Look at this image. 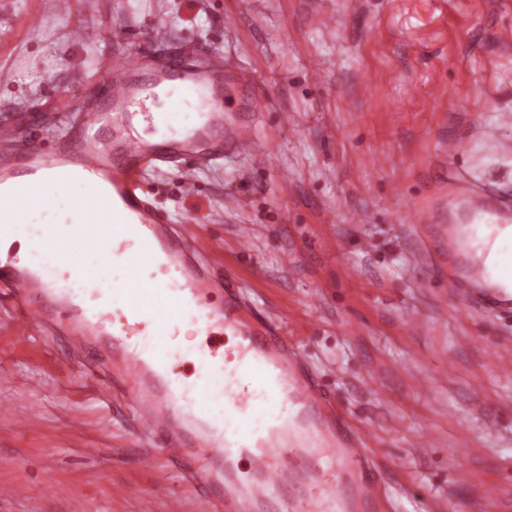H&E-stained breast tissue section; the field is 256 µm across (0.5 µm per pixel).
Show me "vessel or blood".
Here are the masks:
<instances>
[{"instance_id":"vessel-or-blood-1","label":"vessel or blood","mask_w":512,"mask_h":512,"mask_svg":"<svg viewBox=\"0 0 512 512\" xmlns=\"http://www.w3.org/2000/svg\"><path fill=\"white\" fill-rule=\"evenodd\" d=\"M140 65V58L129 59L113 68L106 90L90 88L93 107L81 114L77 134L64 138L55 151H46L38 138H21L16 124L0 123V222L21 232L26 209L44 198L50 180L72 184L79 198L76 218L84 228L47 225L43 244L56 253V267L87 264L94 286L110 262L125 266L131 276L151 272L169 283L208 338L206 351L196 358V371L223 398L224 413H205L200 402L188 400L190 384L174 375H160L149 363L154 345L166 341L174 327L162 312L146 311L144 297L129 289L113 287L107 299L86 313V326L69 328L70 357L86 358L88 327L111 336L117 357L141 373L138 380L119 389L134 414L135 429L166 462L182 467L199 512H379V472L368 467L365 450L372 432L363 431L351 447L336 443L333 429L316 415L328 402L329 391L321 380L300 374L297 344L278 327L254 326L246 302L235 290L234 269L213 268V241L188 227L175 230L168 215L151 207L139 192L141 175L153 161H176L185 181L194 180L198 170L223 158L228 147L251 158L241 180H251L254 171L265 166L266 156L255 146L252 122L224 123V90L218 83L228 70L223 54H206L196 42L183 41L149 83L138 79ZM161 84L193 88L204 105L206 128L229 127L225 145L203 146L198 132L183 131L178 139H169L175 113L146 110L148 104L157 103L154 88ZM139 109L144 110L148 127L144 134L134 135L125 130L123 120ZM103 190L110 192L114 204L99 212L89 196ZM448 191L487 226L499 229L512 218V201L491 206L489 195L464 173L449 175ZM502 254L497 265L472 261L462 273L479 310L508 318L512 317V296L489 287L488 282L512 280V240L503 243ZM0 282L13 302L9 329L16 339L29 340L36 329L56 325L69 309L65 302L47 309L34 298V289L58 286L48 269L13 272L0 277ZM115 303L127 312L119 322L110 319ZM229 331L239 340V358L268 368L292 410L257 443L251 455L253 479L246 484L236 476L237 450L224 437L225 418L244 414L251 399L248 384L230 381L224 366L221 347ZM0 420L28 432L41 426L37 414L21 417L5 405L0 407Z\"/></svg>"}]
</instances>
